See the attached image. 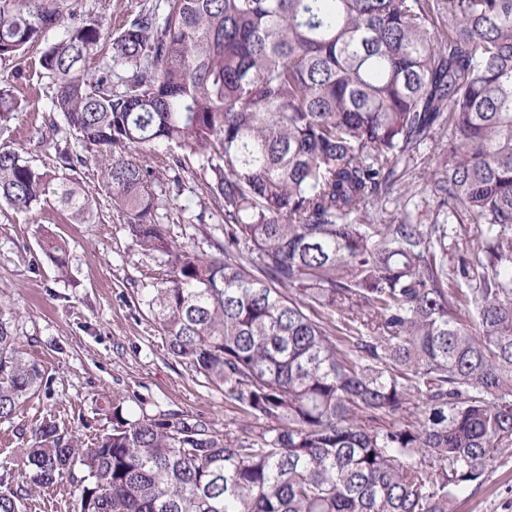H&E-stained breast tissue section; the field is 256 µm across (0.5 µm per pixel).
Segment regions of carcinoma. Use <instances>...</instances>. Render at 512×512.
I'll use <instances>...</instances> for the list:
<instances>
[{"label":"carcinoma","mask_w":512,"mask_h":512,"mask_svg":"<svg viewBox=\"0 0 512 512\" xmlns=\"http://www.w3.org/2000/svg\"><path fill=\"white\" fill-rule=\"evenodd\" d=\"M56 27L54 109L132 243L164 259L139 301L173 358L268 427L230 439L115 401L81 448L45 419L0 512H24V481L65 479L79 512H454L512 448V0H163L110 33L57 0H0V61ZM95 50L132 70L123 89L83 68ZM16 107L1 89L0 122ZM160 144L201 161L211 254L157 219L141 153ZM423 148L435 208L415 224L398 169ZM59 160L1 146L0 201L85 221ZM455 224L477 225L467 252ZM44 250L67 278L65 240ZM43 384L0 313V421Z\"/></svg>","instance_id":"1"}]
</instances>
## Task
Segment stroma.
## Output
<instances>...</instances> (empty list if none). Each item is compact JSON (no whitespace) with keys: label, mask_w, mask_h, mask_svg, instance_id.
I'll return each mask as SVG.
<instances>
[{"label":"stroma","mask_w":512,"mask_h":512,"mask_svg":"<svg viewBox=\"0 0 512 512\" xmlns=\"http://www.w3.org/2000/svg\"><path fill=\"white\" fill-rule=\"evenodd\" d=\"M156 0H59L75 21L103 20L114 27ZM64 28L47 33L17 58L0 62V87L16 97L13 118L0 123V147L18 150L30 164L55 168L60 152L82 156L75 175L96 199L90 223L77 224L55 201L20 212L0 204V311L15 325L18 346L38 363L47 384L13 417L0 421V468L17 469L32 429L57 419L80 447L112 428V402L124 401L127 415L188 418L220 433L247 438L263 424L245 420L224 401L223 392L193 368L176 362L164 335L137 291L150 287L159 258L134 246L125 218L100 186V171L56 112L54 85L40 65L49 43ZM181 183L164 182L157 211L180 242L209 251L221 224L215 205L200 208L205 174L188 158ZM66 240L70 276L58 278L43 243L46 235ZM79 494L70 481L44 488L28 486L25 512H78ZM455 512H512V449L489 470L481 487L461 495Z\"/></svg>","instance_id":"1"}]
</instances>
